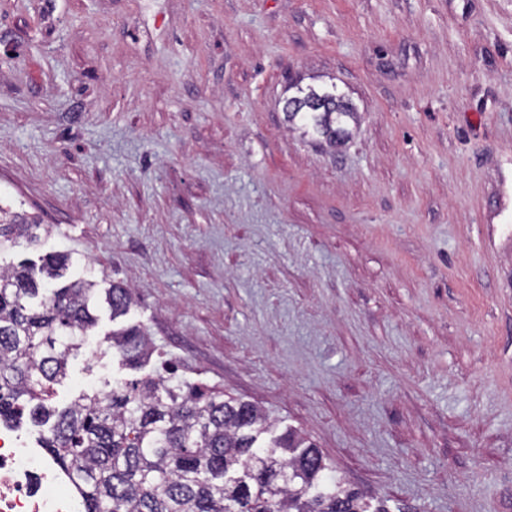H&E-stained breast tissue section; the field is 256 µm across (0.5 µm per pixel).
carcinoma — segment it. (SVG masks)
I'll return each instance as SVG.
<instances>
[{
	"label": "carcinoma",
	"mask_w": 512,
	"mask_h": 512,
	"mask_svg": "<svg viewBox=\"0 0 512 512\" xmlns=\"http://www.w3.org/2000/svg\"><path fill=\"white\" fill-rule=\"evenodd\" d=\"M288 120L313 122L330 142L349 102L315 88L285 100ZM40 224L0 206V250L40 239ZM69 258L48 254L40 266L0 267V421L29 414L46 428L41 444L68 471L85 512H386L345 487L333 465L297 431L277 432L258 405L205 391L175 373L116 378L83 391L61 411L47 407L53 385L67 378L69 359L97 324L98 303L112 319L132 296L78 278L55 288ZM112 357L139 369L153 353L139 324L107 337Z\"/></svg>",
	"instance_id": "1"
}]
</instances>
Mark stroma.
Listing matches in <instances>:
<instances>
[{
    "instance_id": "obj_1",
    "label": "stroma",
    "mask_w": 512,
    "mask_h": 512,
    "mask_svg": "<svg viewBox=\"0 0 512 512\" xmlns=\"http://www.w3.org/2000/svg\"><path fill=\"white\" fill-rule=\"evenodd\" d=\"M0 205L52 227L0 264L132 288L51 406L171 367L389 512H512V0H0ZM300 89L298 88L300 95L292 96L285 101L283 110L288 121H293L297 117L310 120L317 132L331 143H336V138L345 132L341 127L336 128V122L342 117L350 116L354 112L352 106L343 98L329 92L319 93L313 87H308L307 90ZM294 97L298 99H293ZM149 336L148 330L139 324L112 330L107 337L112 358L117 359L121 368H141L149 362L153 353Z\"/></svg>"
}]
</instances>
